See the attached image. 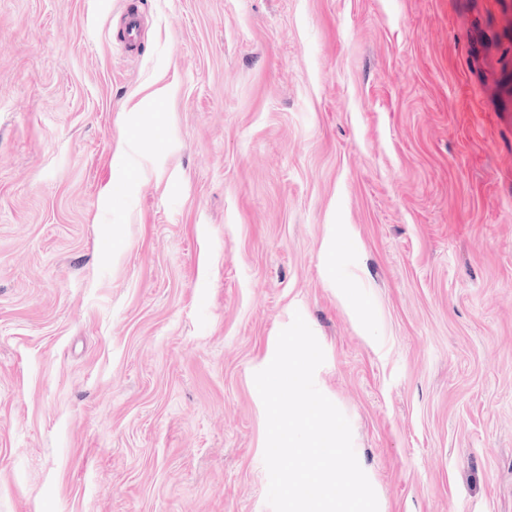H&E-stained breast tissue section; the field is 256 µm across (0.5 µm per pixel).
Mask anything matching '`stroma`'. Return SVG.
I'll return each instance as SVG.
<instances>
[{
  "label": "stroma",
  "instance_id": "obj_1",
  "mask_svg": "<svg viewBox=\"0 0 512 512\" xmlns=\"http://www.w3.org/2000/svg\"><path fill=\"white\" fill-rule=\"evenodd\" d=\"M297 312L381 512H512V0H0V512H271ZM121 19L125 29V50H133L140 42L141 17L136 10L127 9L122 14Z\"/></svg>",
  "mask_w": 512,
  "mask_h": 512
}]
</instances>
